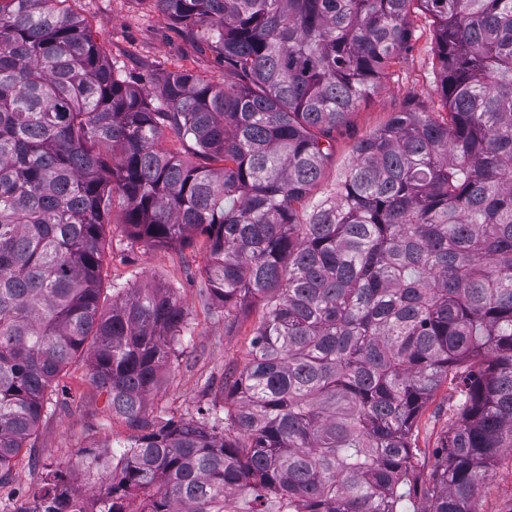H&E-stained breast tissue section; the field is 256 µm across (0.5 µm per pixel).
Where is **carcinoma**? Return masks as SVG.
I'll use <instances>...</instances> for the list:
<instances>
[{
	"label": "carcinoma",
	"instance_id": "cac0c4a2",
	"mask_svg": "<svg viewBox=\"0 0 512 512\" xmlns=\"http://www.w3.org/2000/svg\"><path fill=\"white\" fill-rule=\"evenodd\" d=\"M72 2L0 0V481L85 355L134 434L55 471V512H476L512 454V0H146L224 60L222 83L148 85ZM418 11L445 114L394 113L300 219ZM117 200L134 244L206 237L224 316L263 304L197 419L147 414L187 313L147 284L108 301ZM447 380L419 495L415 432ZM455 399L453 386L450 382L442 384L428 401L418 423V448L422 449L424 473L433 470L436 463V449L440 448L448 430L450 406Z\"/></svg>",
	"mask_w": 512,
	"mask_h": 512
}]
</instances>
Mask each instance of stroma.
Segmentation results:
<instances>
[{"instance_id":"1","label":"stroma","mask_w":512,"mask_h":512,"mask_svg":"<svg viewBox=\"0 0 512 512\" xmlns=\"http://www.w3.org/2000/svg\"><path fill=\"white\" fill-rule=\"evenodd\" d=\"M79 11L90 22L93 37L108 60L128 80L154 82L179 68L218 83L224 80L221 58L199 50L177 24L150 11L141 0H81ZM437 72L431 20L428 15L414 14L409 51L372 98L336 130L332 158L307 204L335 189L355 143L383 128L394 113L411 107L420 112L443 111ZM107 235L111 244L106 251L105 287L148 283L172 288L188 313L187 333L178 340L174 357L161 372L148 413L165 419L195 417L210 400L209 384L220 382L225 371H241L247 363L253 330L263 310L254 305L228 317L212 303L201 275L208 258L203 236L194 237L187 247L130 245L118 204L112 208ZM87 372L88 365L81 360L61 379L40 417L33 447L22 450L0 482V512H37L40 489L51 471L71 467L80 449L130 435V428L113 417L107 394L90 385ZM453 400L452 385L442 384L419 419L417 444L426 470H433L436 463L435 451L448 429ZM511 501L512 457L506 455L481 488L478 508L480 512H501Z\"/></svg>"}]
</instances>
